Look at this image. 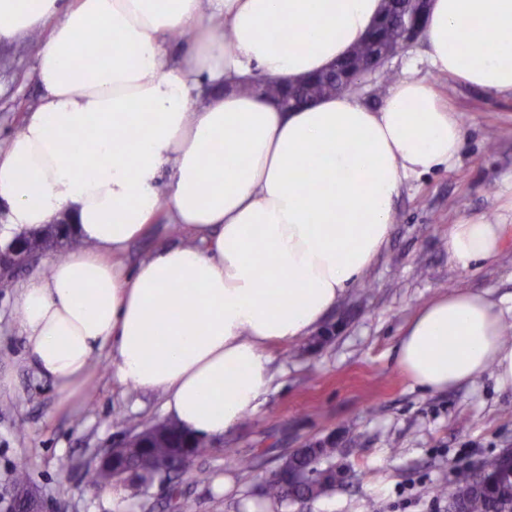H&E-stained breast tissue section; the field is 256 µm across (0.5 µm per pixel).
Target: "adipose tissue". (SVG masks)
I'll list each match as a JSON object with an SVG mask.
<instances>
[{
  "instance_id": "ef3b65f1",
  "label": "adipose tissue",
  "mask_w": 512,
  "mask_h": 512,
  "mask_svg": "<svg viewBox=\"0 0 512 512\" xmlns=\"http://www.w3.org/2000/svg\"><path fill=\"white\" fill-rule=\"evenodd\" d=\"M384 0H0V42L46 36L44 89L0 150V239L64 224L82 249L20 300L29 365L63 397L108 351L126 386L159 390L208 441L253 413L273 380L272 343H295L362 282L410 179L447 168L463 129L426 80L369 105L346 91L286 112L240 91L331 67ZM187 36L174 41V33ZM433 70L512 92V0H432ZM189 242L115 265L151 224ZM502 227L453 225L466 271L497 255ZM503 311L458 289L421 305L399 365L429 391L485 370L512 391Z\"/></svg>"
}]
</instances>
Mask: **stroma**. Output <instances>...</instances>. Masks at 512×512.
Instances as JSON below:
<instances>
[{
  "mask_svg": "<svg viewBox=\"0 0 512 512\" xmlns=\"http://www.w3.org/2000/svg\"><path fill=\"white\" fill-rule=\"evenodd\" d=\"M38 46L32 37L0 43V147L21 127L41 89L32 78ZM417 41L389 68L431 82L457 113L463 145L448 169L406 183L395 200L388 243L364 281L328 313L330 342L303 339L271 346L277 372L257 411L215 440L181 475L180 512H249L285 455L333 438L341 454L320 461L343 474L320 498L279 512H448L440 490L455 468L479 464L512 448V391L497 390L491 371L458 388L432 392L414 385L398 363V342L417 307L457 288L512 305V94L466 85L436 73ZM483 218L501 225L497 256L470 270L455 268L444 246L453 225ZM169 224L154 225L122 257L132 267L156 248L183 242ZM51 253L0 278V512L13 475L25 469L30 487L53 512H173L167 488L147 495L114 491L106 508L83 475L96 454L121 434L167 420L165 398L118 382L106 355L95 356L82 393L63 399L28 366L18 301L29 278L45 274ZM249 466H242V459ZM208 481L195 478L197 471Z\"/></svg>",
  "mask_w": 512,
  "mask_h": 512,
  "instance_id": "1",
  "label": "stroma"
}]
</instances>
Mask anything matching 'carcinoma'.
Returning <instances> with one entry per match:
<instances>
[{
	"instance_id": "carcinoma-1",
	"label": "carcinoma",
	"mask_w": 512,
	"mask_h": 512,
	"mask_svg": "<svg viewBox=\"0 0 512 512\" xmlns=\"http://www.w3.org/2000/svg\"><path fill=\"white\" fill-rule=\"evenodd\" d=\"M408 9V0H390L364 39L348 56L336 63V72L324 71L308 77L300 85L288 86V101L316 100L349 90L350 83L346 81L349 60L354 56L367 58L372 55L375 51V40L399 43L401 32L388 20V12L402 13ZM60 231L59 225L49 227L29 240V245L39 252L56 251L60 247ZM142 443L144 440L137 437L128 441V449L122 451L123 463L112 471L110 480L121 486L132 499L146 495L158 477L154 469L155 463L164 461L173 454L169 440L162 436H153L148 448L141 447ZM336 452L334 443L320 442L316 448H298L289 453L283 466L302 473L304 480L297 485L288 486L274 479L269 480L264 488V495L270 507H281L288 504L290 499H316L327 494L333 484L316 464L323 458L336 456ZM84 481L94 488L110 482L97 470L85 472ZM441 493L448 496L451 512H512V450L484 459L476 471L456 468L450 485L443 487Z\"/></svg>"
}]
</instances>
